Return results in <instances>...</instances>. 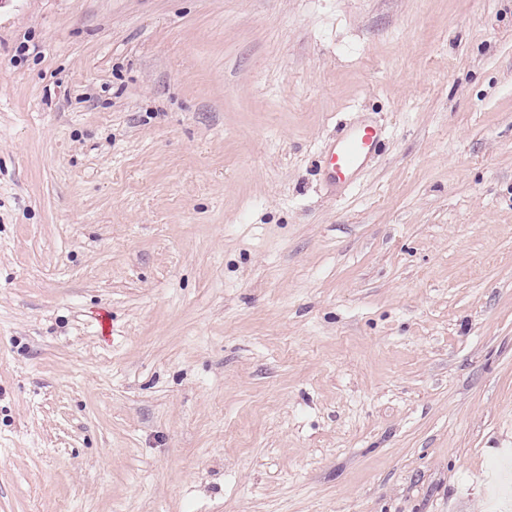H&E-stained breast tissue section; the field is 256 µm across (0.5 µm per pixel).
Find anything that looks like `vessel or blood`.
<instances>
[{
  "mask_svg": "<svg viewBox=\"0 0 512 512\" xmlns=\"http://www.w3.org/2000/svg\"><path fill=\"white\" fill-rule=\"evenodd\" d=\"M379 142L369 123L349 127L328 149L326 171L332 183H348L364 167Z\"/></svg>",
  "mask_w": 512,
  "mask_h": 512,
  "instance_id": "obj_1",
  "label": "vessel or blood"
}]
</instances>
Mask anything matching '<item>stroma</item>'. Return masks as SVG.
<instances>
[{"mask_svg": "<svg viewBox=\"0 0 512 512\" xmlns=\"http://www.w3.org/2000/svg\"><path fill=\"white\" fill-rule=\"evenodd\" d=\"M511 453L512 0H0V512H493ZM379 142L378 129L369 123L349 127L328 149L326 171L333 184H346L364 167Z\"/></svg>", "mask_w": 512, "mask_h": 512, "instance_id": "stroma-1", "label": "stroma"}]
</instances>
